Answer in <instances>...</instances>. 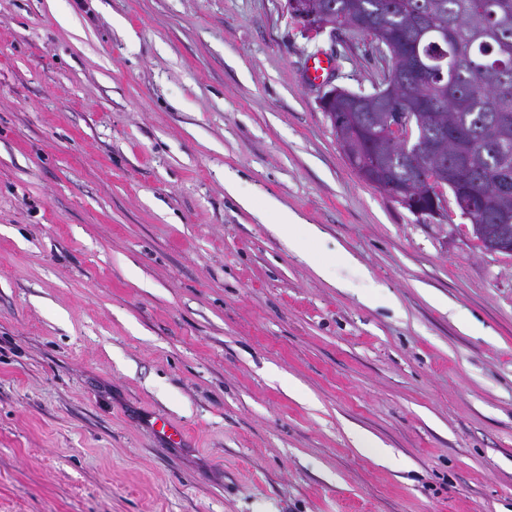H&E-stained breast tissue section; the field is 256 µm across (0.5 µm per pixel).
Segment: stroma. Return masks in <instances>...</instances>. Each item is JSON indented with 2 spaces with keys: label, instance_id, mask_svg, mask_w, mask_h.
<instances>
[{
  "label": "stroma",
  "instance_id": "1",
  "mask_svg": "<svg viewBox=\"0 0 512 512\" xmlns=\"http://www.w3.org/2000/svg\"><path fill=\"white\" fill-rule=\"evenodd\" d=\"M283 6L0 0V512H512V255L360 178L307 69L369 41ZM272 225L289 250L297 253L301 259L318 269L325 267L313 249V245L323 235L318 226L306 223L304 219L286 207L276 209L275 224Z\"/></svg>",
  "mask_w": 512,
  "mask_h": 512
}]
</instances>
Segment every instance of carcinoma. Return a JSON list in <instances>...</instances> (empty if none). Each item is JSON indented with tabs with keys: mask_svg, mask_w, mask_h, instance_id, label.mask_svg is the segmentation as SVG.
Here are the masks:
<instances>
[{
	"mask_svg": "<svg viewBox=\"0 0 512 512\" xmlns=\"http://www.w3.org/2000/svg\"><path fill=\"white\" fill-rule=\"evenodd\" d=\"M336 20L355 23L353 34L389 42L400 56L397 98L421 100L428 139L448 167L461 171L472 202L470 223L485 241L512 239V0H327ZM448 29V71L418 70L415 50L434 57V35ZM381 126L387 115L372 105L357 111L342 104L330 121ZM390 171L399 189L420 182L425 169L403 161L384 143L359 144Z\"/></svg>",
	"mask_w": 512,
	"mask_h": 512,
	"instance_id": "carcinoma-1",
	"label": "carcinoma"
}]
</instances>
